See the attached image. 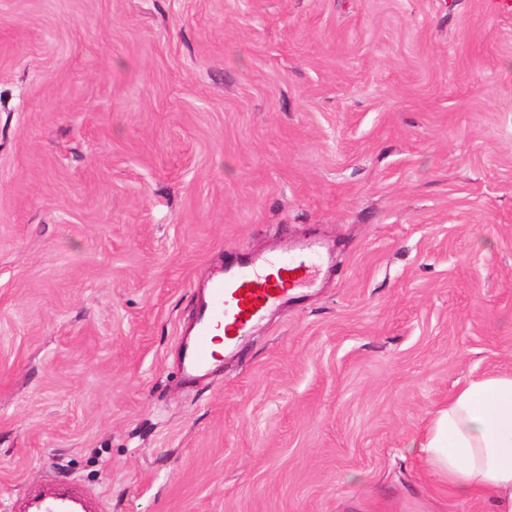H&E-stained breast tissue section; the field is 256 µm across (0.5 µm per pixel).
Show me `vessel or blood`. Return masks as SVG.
<instances>
[{"instance_id":"1","label":"vessel or blood","mask_w":512,"mask_h":512,"mask_svg":"<svg viewBox=\"0 0 512 512\" xmlns=\"http://www.w3.org/2000/svg\"><path fill=\"white\" fill-rule=\"evenodd\" d=\"M322 251L313 245L285 246L259 253L227 266L215 275L197 300V319L185 334L182 373L206 377L218 360L216 343L235 346L261 322L265 313L298 299L318 273ZM86 497L78 490L43 492L30 498L26 512H87Z\"/></svg>"}]
</instances>
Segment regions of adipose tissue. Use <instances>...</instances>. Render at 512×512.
<instances>
[{
	"instance_id": "ef3b65f1",
	"label": "adipose tissue",
	"mask_w": 512,
	"mask_h": 512,
	"mask_svg": "<svg viewBox=\"0 0 512 512\" xmlns=\"http://www.w3.org/2000/svg\"><path fill=\"white\" fill-rule=\"evenodd\" d=\"M417 446L451 495L512 512V374L462 386L433 413Z\"/></svg>"
}]
</instances>
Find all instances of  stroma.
Instances as JSON below:
<instances>
[{
  "instance_id": "stroma-1",
  "label": "stroma",
  "mask_w": 512,
  "mask_h": 512,
  "mask_svg": "<svg viewBox=\"0 0 512 512\" xmlns=\"http://www.w3.org/2000/svg\"><path fill=\"white\" fill-rule=\"evenodd\" d=\"M302 298L177 373L224 263ZM512 373V17L489 0H0V512H487L412 446ZM88 502L78 490L42 492L26 503V512H86Z\"/></svg>"
}]
</instances>
